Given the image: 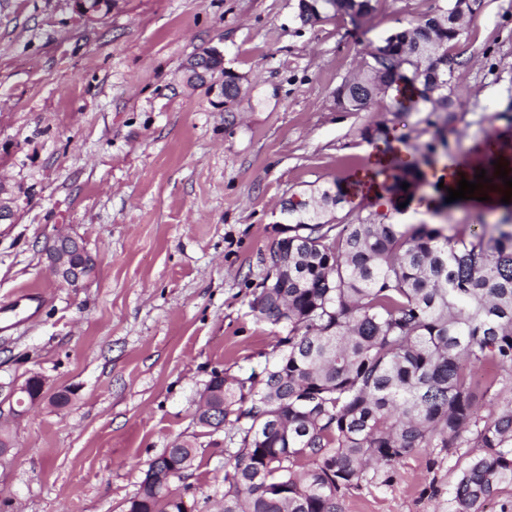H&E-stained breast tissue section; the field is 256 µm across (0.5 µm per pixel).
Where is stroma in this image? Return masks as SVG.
Wrapping results in <instances>:
<instances>
[{
	"label": "stroma",
	"instance_id": "stroma-1",
	"mask_svg": "<svg viewBox=\"0 0 512 512\" xmlns=\"http://www.w3.org/2000/svg\"><path fill=\"white\" fill-rule=\"evenodd\" d=\"M447 5L373 0L360 22L304 25L296 0H112L93 17L74 0H0V183L16 210L0 226V306L44 293L38 312L19 307L0 329V422L14 442L0 512H122L178 438L198 454L173 491L191 512H224V436L196 425V402L213 370L258 373L273 355L278 331L248 302L282 201L345 186L379 153L421 158L442 138L477 166L487 136L512 150V0H477L462 20L451 126L428 124L395 87L359 112L336 106V87L387 34ZM214 45L244 77L228 111L187 83V60ZM373 124L386 133L369 142L360 132ZM447 195L429 182L349 193L335 215L454 235L505 212ZM62 228L99 260L76 292L42 257ZM35 375L69 404L13 416L12 389ZM473 454L428 448L372 467L341 512H456Z\"/></svg>",
	"mask_w": 512,
	"mask_h": 512
}]
</instances>
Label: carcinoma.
Listing matches in <instances>:
<instances>
[{
  "mask_svg": "<svg viewBox=\"0 0 512 512\" xmlns=\"http://www.w3.org/2000/svg\"><path fill=\"white\" fill-rule=\"evenodd\" d=\"M461 29L429 21L385 38L450 46ZM342 197L328 187L290 203L288 285L270 272L249 301L281 328L262 376L213 370L207 403L224 408V512H340L369 466L425 448H476L456 484L457 512L512 488V400L486 418L476 407L512 384V230L446 236L361 219L331 223ZM172 478L142 481L125 512H181L172 480L197 447L165 450Z\"/></svg>",
  "mask_w": 512,
  "mask_h": 512,
  "instance_id": "cac0c4a2",
  "label": "carcinoma"
}]
</instances>
